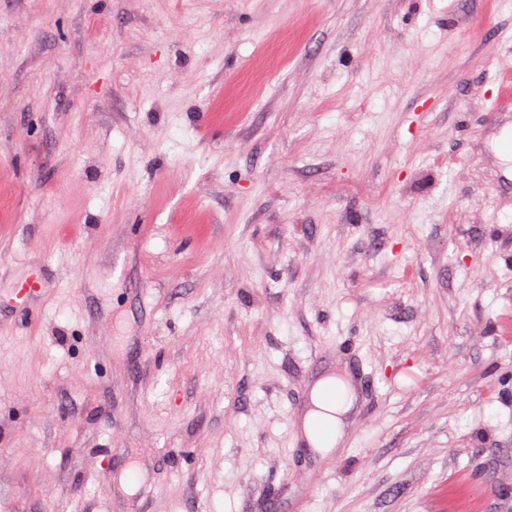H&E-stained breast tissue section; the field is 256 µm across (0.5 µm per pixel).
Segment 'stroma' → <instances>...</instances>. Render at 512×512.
I'll list each match as a JSON object with an SVG mask.
<instances>
[{
  "label": "stroma",
  "instance_id": "stroma-1",
  "mask_svg": "<svg viewBox=\"0 0 512 512\" xmlns=\"http://www.w3.org/2000/svg\"><path fill=\"white\" fill-rule=\"evenodd\" d=\"M504 91L512 0H0L9 512H512ZM354 403L355 395L344 378L328 375L315 382L311 390L312 408L303 424L307 441L315 451L324 454L337 447Z\"/></svg>",
  "mask_w": 512,
  "mask_h": 512
}]
</instances>
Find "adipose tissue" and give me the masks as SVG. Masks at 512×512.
I'll return each instance as SVG.
<instances>
[{
    "label": "adipose tissue",
    "instance_id": "obj_1",
    "mask_svg": "<svg viewBox=\"0 0 512 512\" xmlns=\"http://www.w3.org/2000/svg\"><path fill=\"white\" fill-rule=\"evenodd\" d=\"M354 403L355 395L344 378L328 375L315 382L312 407L303 424L307 441L315 451L324 454L337 447Z\"/></svg>",
    "mask_w": 512,
    "mask_h": 512
}]
</instances>
